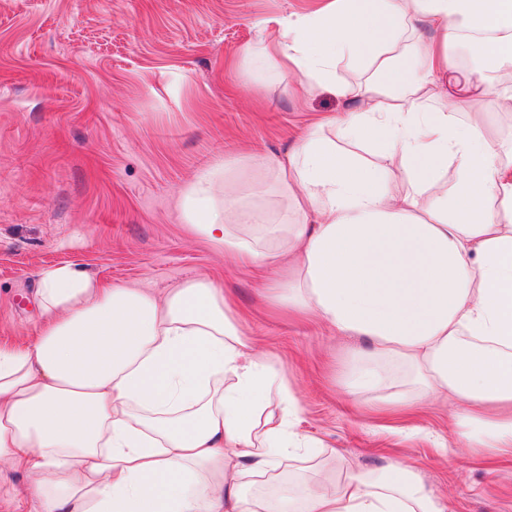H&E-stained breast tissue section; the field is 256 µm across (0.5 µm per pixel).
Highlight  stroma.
Listing matches in <instances>:
<instances>
[{
	"instance_id": "35a3bbf8",
	"label": "stroma",
	"mask_w": 512,
	"mask_h": 512,
	"mask_svg": "<svg viewBox=\"0 0 512 512\" xmlns=\"http://www.w3.org/2000/svg\"><path fill=\"white\" fill-rule=\"evenodd\" d=\"M315 0H0V345L31 343L40 273L71 265L156 295L189 279L224 288L253 352L276 361L296 429L341 465H411L451 512H512V463L458 450L456 404L405 413L351 404L349 346L317 320L269 308L265 272L183 224L179 200L216 161L285 157L314 117L341 109L299 75L243 63L264 20ZM30 473L0 458V512H27Z\"/></svg>"
}]
</instances>
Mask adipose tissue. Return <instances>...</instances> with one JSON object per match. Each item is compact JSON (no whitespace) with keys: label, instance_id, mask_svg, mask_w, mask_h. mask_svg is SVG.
Wrapping results in <instances>:
<instances>
[{"label":"adipose tissue","instance_id":"obj_1","mask_svg":"<svg viewBox=\"0 0 512 512\" xmlns=\"http://www.w3.org/2000/svg\"><path fill=\"white\" fill-rule=\"evenodd\" d=\"M409 23L425 34L403 37ZM473 33L483 62L465 70L448 45ZM244 56L343 107L287 161L202 170L183 223L268 270L272 305L352 339L349 396L453 399L456 447L512 454V155L482 115L422 106L476 92L512 112V88L489 81L512 70V0H323L270 20ZM356 58L366 77L337 80ZM37 298L32 345L0 346V457L41 474L31 512H450L406 463L323 459L295 427L284 372L252 355L212 281L159 297L60 265ZM287 459L313 487L283 479Z\"/></svg>","mask_w":512,"mask_h":512}]
</instances>
